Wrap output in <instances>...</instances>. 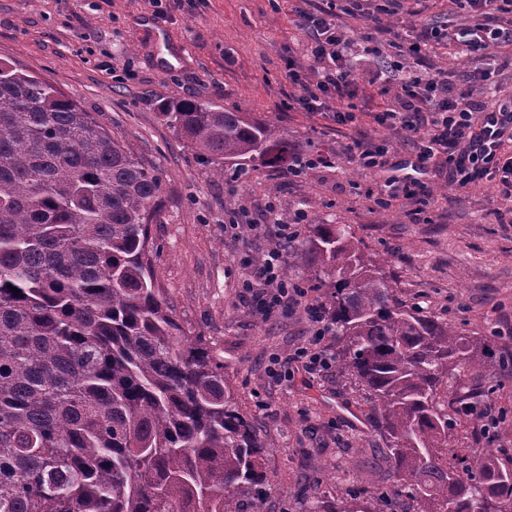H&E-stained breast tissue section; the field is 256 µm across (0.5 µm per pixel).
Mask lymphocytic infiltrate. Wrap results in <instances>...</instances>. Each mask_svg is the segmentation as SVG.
<instances>
[{"label":"lymphocytic infiltrate","mask_w":512,"mask_h":512,"mask_svg":"<svg viewBox=\"0 0 512 512\" xmlns=\"http://www.w3.org/2000/svg\"><path fill=\"white\" fill-rule=\"evenodd\" d=\"M465 2L476 21L465 28L443 29L449 43L476 61L490 42L512 44V27L503 24L505 15L512 14V0ZM295 12L301 28L309 34L308 52L316 64L312 82L302 80L296 68H289L288 81L299 88L295 104L310 112L330 104L338 123L354 122L356 78L347 58L357 46L355 39L346 32L335 7L302 0ZM493 76L492 68L477 66L470 78L474 85L491 82ZM473 85L452 90L447 71L433 68L425 77L402 79L396 100L384 103L376 113L379 125L410 135L415 148V175L387 178L383 189L389 198L423 202L427 189L418 175L439 161L447 165L451 185L464 189L486 181L497 188L503 200L512 201V157L506 153L512 146V96L494 103L481 101L475 98ZM296 235L293 225H284L282 247L270 251L243 282L245 290L263 296L267 309L305 295L302 288L288 284L283 277L284 246Z\"/></svg>","instance_id":"1"}]
</instances>
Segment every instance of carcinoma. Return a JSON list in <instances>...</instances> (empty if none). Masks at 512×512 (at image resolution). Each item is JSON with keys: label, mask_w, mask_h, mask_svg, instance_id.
Returning <instances> with one entry per match:
<instances>
[{"label": "carcinoma", "mask_w": 512, "mask_h": 512, "mask_svg": "<svg viewBox=\"0 0 512 512\" xmlns=\"http://www.w3.org/2000/svg\"><path fill=\"white\" fill-rule=\"evenodd\" d=\"M178 136L276 169L271 125L196 99L165 102ZM158 169L50 82L0 61V512H260L261 437L224 367L154 288ZM296 264L325 289L337 374L364 395L392 484L306 512H512V468L449 446L450 415L478 416L494 386L488 336L402 305L351 232L312 224ZM14 286L19 293L9 289ZM466 369L469 382H448Z\"/></svg>", "instance_id": "1"}]
</instances>
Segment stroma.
I'll list each match as a JSON object with an SVG mask.
<instances>
[{
  "label": "stroma",
  "mask_w": 512,
  "mask_h": 512,
  "mask_svg": "<svg viewBox=\"0 0 512 512\" xmlns=\"http://www.w3.org/2000/svg\"><path fill=\"white\" fill-rule=\"evenodd\" d=\"M292 0H0V59L47 80L73 99L115 139L160 169L164 202L149 226L156 250L153 278L187 335L202 337L224 367L236 407L274 442L266 457L273 477L261 512H304L322 491L358 488L379 439L361 394L335 370L310 374L297 354L312 339L307 306L322 291L304 271L306 295L264 316L241 284L255 259L279 240L282 223L305 212L310 224L350 226L363 250L386 263L400 301L448 318L467 336L490 335L503 362L488 366L494 392L483 420H461L450 444L471 456L512 459V215L495 188L449 185L430 168L421 213L396 199L369 198L381 173L359 166L346 151L354 137L387 141L390 164L411 160L409 142L378 126L371 113L394 99L371 83L380 71L420 76L447 70L466 87L472 70L458 49L436 39L428 66L398 46L421 27L464 26L460 0H407L376 32V0L347 18L350 35L365 42L356 58L358 97L367 115L360 128L290 107L294 88L286 61L306 80L314 63L308 35ZM192 98L268 122L293 152L321 155L325 164L294 178L260 160H226L223 177L184 143L160 112L165 101Z\"/></svg>",
  "instance_id": "1"
}]
</instances>
